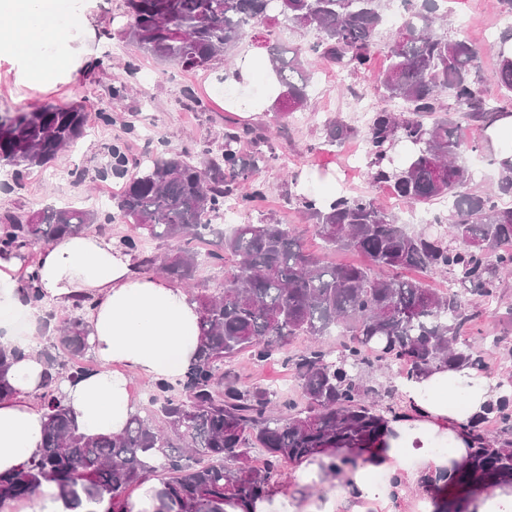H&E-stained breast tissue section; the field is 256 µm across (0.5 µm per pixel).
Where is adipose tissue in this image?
<instances>
[{
  "label": "adipose tissue",
  "mask_w": 512,
  "mask_h": 512,
  "mask_svg": "<svg viewBox=\"0 0 512 512\" xmlns=\"http://www.w3.org/2000/svg\"><path fill=\"white\" fill-rule=\"evenodd\" d=\"M0 56L22 62L29 87L48 86L52 67L41 34L59 23L77 30L81 15L60 17L59 0H0ZM19 259L0 255V343L12 344L17 314L37 316L21 299L14 273ZM44 301L71 308L91 298L90 343L100 363L84 378L62 384L66 404L90 434L122 432L140 399L131 375L175 383L199 343V307L166 279L138 272L130 252L112 237L81 232L38 248L33 266ZM44 364L35 353L9 375L12 395L0 399V472L34 456L43 440L44 411L37 399ZM403 409L389 416L387 432L372 448H327L292 467L290 486L269 485L247 504L224 512H447L443 474L466 467L471 423L503 393L498 380L469 366L442 367L402 383ZM465 512H512V485H475L462 492Z\"/></svg>",
  "instance_id": "adipose-tissue-1"
}]
</instances>
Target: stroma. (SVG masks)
<instances>
[{
    "label": "stroma",
    "mask_w": 512,
    "mask_h": 512,
    "mask_svg": "<svg viewBox=\"0 0 512 512\" xmlns=\"http://www.w3.org/2000/svg\"><path fill=\"white\" fill-rule=\"evenodd\" d=\"M438 5L448 14V24L441 27V34L468 39L480 48V74L483 79H490L495 52L488 35L501 30L496 0H438ZM67 6L81 12L87 26L66 34L54 52L60 55L74 49L80 51L79 65L61 70L51 89L41 92L20 82V61L1 57L0 114L49 101L87 100L94 105L88 115L87 135L63 152L51 169L30 170L13 192L0 191V214H29L48 204L82 207L87 199L97 196L109 201L126 183L125 176L105 170L109 148L120 147L133 163L168 150L191 154L205 148L216 151L229 125L271 129L276 145L275 160L256 174L267 187L266 198L256 208L240 209L237 222L278 215L300 231L307 252L328 262L360 264L364 258L353 250L325 251L308 219L292 204V197L313 189L316 181L328 182L336 193L348 191L375 198L412 231L423 228L427 217L442 212L441 201L412 209L389 188L375 185L367 171L345 170V151L363 144L365 133L364 124L352 117L351 99L359 94L370 99L373 108L385 106L379 77L389 63L386 52L377 54L370 71L354 74L311 52L317 39L315 32L278 25L270 33L257 29L253 41L218 57L208 69L186 71L145 55L118 37L115 18L123 10V0H68ZM270 36L281 44L305 49L313 74L305 110L279 123L269 112L253 120L246 118L216 92L225 71L266 58L265 44ZM96 60L101 63L100 68L87 72L86 63ZM119 84L126 85L127 95L113 111L109 108L110 89ZM336 120L351 125L353 132L340 148L329 150L323 141L328 123ZM236 370L244 383L273 386L290 396L297 393L293 373L282 358L262 367L243 360Z\"/></svg>",
    "instance_id": "1"
}]
</instances>
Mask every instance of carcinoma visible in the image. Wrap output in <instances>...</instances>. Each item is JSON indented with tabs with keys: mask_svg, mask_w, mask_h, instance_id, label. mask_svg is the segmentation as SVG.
<instances>
[{
	"mask_svg": "<svg viewBox=\"0 0 512 512\" xmlns=\"http://www.w3.org/2000/svg\"><path fill=\"white\" fill-rule=\"evenodd\" d=\"M405 14L390 37V64L382 73L384 98L399 108L372 112L364 137L366 167L372 180L387 184L411 206L446 198L448 218L409 232L369 196L341 195L329 203L300 194V211L315 235L332 249H351L362 265H336L307 253L298 233L270 215L240 224L229 236L215 235L211 221L232 200L247 205L266 194L255 173L275 155L271 131L246 128L224 132L219 153L195 157L167 152L135 164L122 192L113 198L119 217L130 226L118 244L133 252L137 269L157 272L181 284L197 279L206 260H231L224 286L192 296L200 308L201 344L184 380L152 384L149 406L141 408L118 436H90L64 403L61 384L87 372L91 349L87 304L79 301L53 327L45 317V365L41 402L44 442L38 454L13 472L0 473V507L33 498L52 481L70 509L81 499L107 502L106 512H126L133 488L148 480L161 486L163 509L171 512H224V502H251L265 492L286 462L323 448H367L386 426L382 406L369 384V356L406 364V377L443 365L486 370L487 346L469 340L474 308L496 303L502 274L512 271V162L498 167L496 191L470 190L471 174L459 163L466 145L453 115L462 112L486 130L512 110V55L498 38L497 67L491 77L500 97L489 98L479 79L480 51L465 39L438 34L435 0H403ZM127 22L120 35L143 52L186 70H205L252 36L254 28L275 22L313 28L319 38L310 51L353 72L373 66L384 23L383 0H124ZM280 93L273 108L280 116L307 107L312 73L303 52L280 43L267 45ZM85 100L60 106L51 102L0 115V169L19 179L32 168H47L65 149L85 137ZM352 129L327 126L334 146ZM253 151L245 156L240 143ZM397 143L413 148L395 164ZM85 207L45 206L29 215H0V253L20 255L98 223ZM147 239L172 241L165 255L149 252ZM210 249L203 252L198 245ZM424 268L448 275L456 291L429 288L401 276ZM21 294L34 307L42 296L34 274L21 279ZM338 332L348 337L340 350L321 340ZM309 344L285 357L302 400L281 391L247 386L227 369L241 358L263 365L281 354L288 339ZM24 349L0 345V398L13 392L7 380ZM494 421L512 430V394L502 396ZM469 468L454 474L448 487L512 483V441L473 432ZM264 451L255 463L253 449Z\"/></svg>",
	"mask_w": 512,
	"mask_h": 512,
	"instance_id": "1",
	"label": "carcinoma"
}]
</instances>
